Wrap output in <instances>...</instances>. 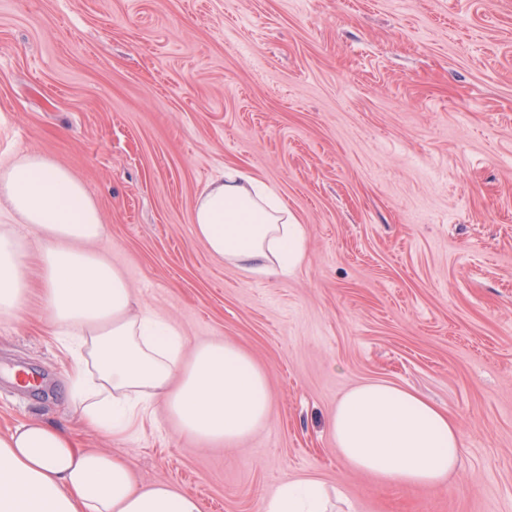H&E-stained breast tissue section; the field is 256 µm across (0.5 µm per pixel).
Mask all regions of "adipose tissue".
Masks as SVG:
<instances>
[{
    "mask_svg": "<svg viewBox=\"0 0 512 512\" xmlns=\"http://www.w3.org/2000/svg\"><path fill=\"white\" fill-rule=\"evenodd\" d=\"M0 315L18 316L38 293L74 362L64 398L78 422L124 433L162 406L180 436L216 447L250 438L267 420L265 373L235 344L186 350L182 332L137 303L102 251L107 228L84 183L52 158L0 161ZM194 237L214 259L251 274H286L305 259L306 229L250 170L228 166L193 207ZM329 429L344 464L396 486H442L462 451L445 410L407 389L368 382L337 402ZM336 490L284 481L266 512H336ZM0 512H202L192 493L138 485L129 460L78 447L72 433L30 420L0 433Z\"/></svg>",
    "mask_w": 512,
    "mask_h": 512,
    "instance_id": "ef3b65f1",
    "label": "adipose tissue"
}]
</instances>
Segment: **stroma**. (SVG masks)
Returning <instances> with one entry per match:
<instances>
[{
  "label": "stroma",
  "instance_id": "1",
  "mask_svg": "<svg viewBox=\"0 0 512 512\" xmlns=\"http://www.w3.org/2000/svg\"><path fill=\"white\" fill-rule=\"evenodd\" d=\"M31 149L85 184L136 300L187 345L243 348L272 398L231 448L159 409L80 447L203 512H263L310 478L341 512H512V0H0V158ZM229 165L306 225L291 274L244 275L195 241L197 189ZM70 365L39 299L0 317V433L69 425ZM374 381L454 419L447 485L343 464L329 417Z\"/></svg>",
  "mask_w": 512,
  "mask_h": 512
}]
</instances>
